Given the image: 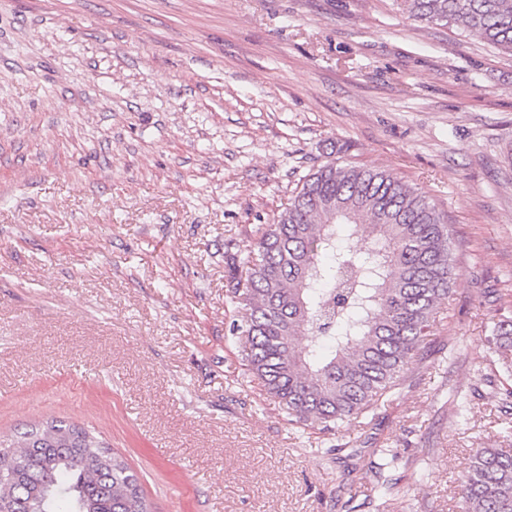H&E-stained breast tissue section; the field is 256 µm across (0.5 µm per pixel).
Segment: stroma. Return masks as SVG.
I'll return each instance as SVG.
<instances>
[{"label":"stroma","mask_w":512,"mask_h":512,"mask_svg":"<svg viewBox=\"0 0 512 512\" xmlns=\"http://www.w3.org/2000/svg\"><path fill=\"white\" fill-rule=\"evenodd\" d=\"M381 167L459 241L449 313L377 414L300 430L243 378L224 242L300 180ZM512 53L396 0H0V438L91 431L154 512H466L512 372ZM336 443L327 454L328 443ZM489 349L504 365L512 366V318L503 317L495 326Z\"/></svg>","instance_id":"1"}]
</instances>
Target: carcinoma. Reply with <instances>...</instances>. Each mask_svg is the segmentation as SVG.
Segmentation results:
<instances>
[{
  "instance_id": "1",
  "label": "carcinoma",
  "mask_w": 512,
  "mask_h": 512,
  "mask_svg": "<svg viewBox=\"0 0 512 512\" xmlns=\"http://www.w3.org/2000/svg\"><path fill=\"white\" fill-rule=\"evenodd\" d=\"M428 25L512 52V0H403ZM249 248L224 245L227 302L246 311L243 376L292 426L333 435L401 385L456 282L457 238L428 196L350 162L306 175ZM489 349L512 365V318ZM468 512H512V448H478L461 481ZM0 512H151L127 463L61 420L0 442Z\"/></svg>"
}]
</instances>
